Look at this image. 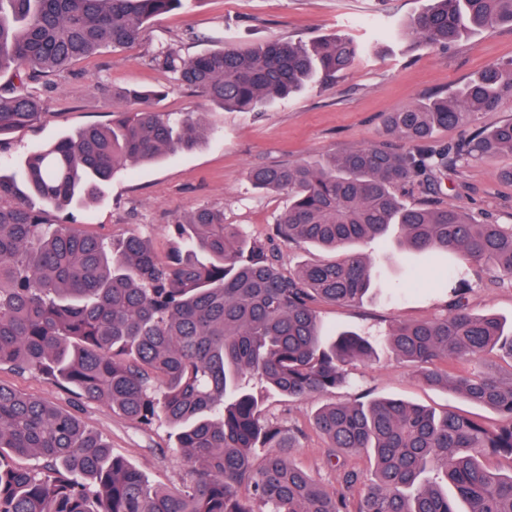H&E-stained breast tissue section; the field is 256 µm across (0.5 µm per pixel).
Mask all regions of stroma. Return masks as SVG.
Masks as SVG:
<instances>
[{
	"instance_id": "obj_1",
	"label": "stroma",
	"mask_w": 512,
	"mask_h": 512,
	"mask_svg": "<svg viewBox=\"0 0 512 512\" xmlns=\"http://www.w3.org/2000/svg\"><path fill=\"white\" fill-rule=\"evenodd\" d=\"M430 0H185L182 8L148 24L135 45L104 51L72 63L62 75L38 86L44 101L39 119L0 136V164L19 166L30 151L89 125L111 124L123 104L102 94V87L163 88L159 112L200 113L211 131L208 140L159 162L129 166L102 190L101 198L78 215L89 235L117 239L145 238L159 258L173 252L170 224L175 215L207 206L223 210L250 239L266 241L277 216L286 209V192L257 190L251 168L271 162H310L334 152L401 140H388L385 113L446 94L484 67L512 62V27H499L447 48L426 47L407 24ZM347 34L360 45L354 63L333 82L275 103L263 112H236L208 101L174 82L154 61L170 46L189 58L222 44L256 46L276 38L310 43ZM511 160L493 157L449 165L443 188L448 203L466 208L476 219L512 224V180L501 171ZM421 285L395 293L375 289L360 303L318 307L326 330L347 329L380 337L398 322L433 319L445 314L453 291L444 286L443 265L419 262ZM466 296L474 312H493L512 320V284L492 274L468 275ZM349 384L301 401H291L252 382V392L268 419L301 429L297 463L327 488H335L339 465L312 427L316 411L329 403L350 402L358 395L401 399L436 412L452 410L496 428L501 417L460 395L419 381L391 352L376 362L348 365ZM0 383L17 392L75 412L115 453L123 455L154 486L181 487L186 465L172 448L168 426H145L100 403L78 398L51 381L0 369Z\"/></svg>"
}]
</instances>
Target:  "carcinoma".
Returning a JSON list of instances; mask_svg holds the SVG:
<instances>
[{
  "instance_id": "cac0c4a2",
  "label": "carcinoma",
  "mask_w": 512,
  "mask_h": 512,
  "mask_svg": "<svg viewBox=\"0 0 512 512\" xmlns=\"http://www.w3.org/2000/svg\"><path fill=\"white\" fill-rule=\"evenodd\" d=\"M181 4L0 0V72L12 68L18 79L0 87V134L38 118L33 86L139 42L149 21ZM504 25L512 26V0H431L410 28L420 42L448 47ZM357 54L339 35L222 45L188 60L169 47L155 61L226 109L259 112L334 80ZM163 95L114 90L130 110L112 124L38 147L18 170L0 168V367L68 384L144 425L164 420L188 478L176 491L155 488L77 415L0 384V449L41 461L26 470L0 456V512H512V473L484 462L512 460V373L482 366L494 351L512 360V323L473 312L462 296L439 318L396 324L386 344L427 384L499 413L497 429L390 398L326 405L314 426L328 455L366 452L375 466L363 486L360 471L343 465L329 490L292 461L296 432L264 418L250 388L255 377L301 400L346 383L348 363L375 358L374 343L325 331L316 310L369 291L377 274L364 246L375 239L409 259H447L461 290L472 270L512 284V225L480 222L440 197L448 158L512 160V121L428 148L436 131L512 105V63L388 113L386 132L406 151L382 143L251 169L255 187L288 193L276 237L336 252L288 273L209 207L175 217L182 246L165 261L139 236L109 246L82 234L72 214L47 223L45 208H85L118 171L206 138L195 112L163 118L155 109ZM417 178L429 199L409 205L400 190ZM460 362L473 369L455 370ZM242 487L250 497L239 496Z\"/></svg>"
}]
</instances>
